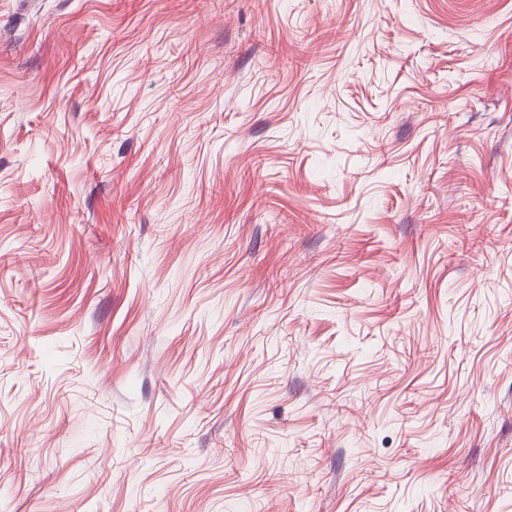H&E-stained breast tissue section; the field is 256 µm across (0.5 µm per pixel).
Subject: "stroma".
Returning <instances> with one entry per match:
<instances>
[{
  "mask_svg": "<svg viewBox=\"0 0 512 512\" xmlns=\"http://www.w3.org/2000/svg\"><path fill=\"white\" fill-rule=\"evenodd\" d=\"M0 512H512V0H0Z\"/></svg>",
  "mask_w": 512,
  "mask_h": 512,
  "instance_id": "stroma-1",
  "label": "stroma"
}]
</instances>
